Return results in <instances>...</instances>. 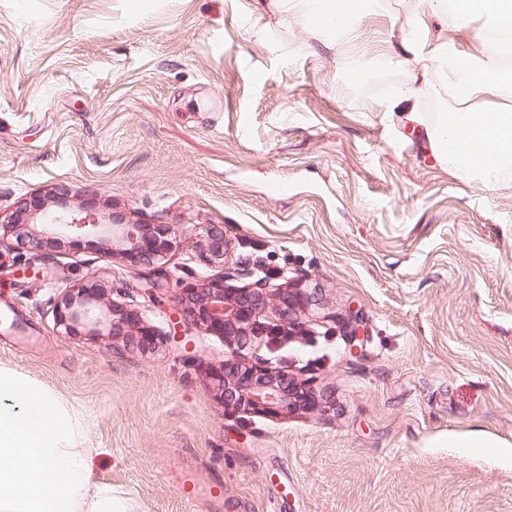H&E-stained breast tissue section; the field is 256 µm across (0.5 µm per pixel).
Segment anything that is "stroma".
Listing matches in <instances>:
<instances>
[{
    "instance_id": "1",
    "label": "stroma",
    "mask_w": 512,
    "mask_h": 512,
    "mask_svg": "<svg viewBox=\"0 0 512 512\" xmlns=\"http://www.w3.org/2000/svg\"><path fill=\"white\" fill-rule=\"evenodd\" d=\"M488 25L433 0H382L342 36L301 0H0V222L62 190L170 225L169 288L144 311L158 330L216 271L207 224L229 261L320 296L302 336L260 351L319 408L234 414L210 378L220 337L200 333L188 361L162 340L56 332L65 288L134 281L120 255L0 250V307L19 325L0 320V364L75 410L95 479L132 512H512V177L437 161L394 99L415 81L416 111L454 108L402 45L486 51ZM27 260L43 278L18 276ZM473 431L490 447H455ZM191 480L221 484L220 507L187 508Z\"/></svg>"
}]
</instances>
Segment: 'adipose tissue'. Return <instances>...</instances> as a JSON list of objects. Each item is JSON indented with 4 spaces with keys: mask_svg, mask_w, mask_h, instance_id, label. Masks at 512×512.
I'll use <instances>...</instances> for the list:
<instances>
[{
    "mask_svg": "<svg viewBox=\"0 0 512 512\" xmlns=\"http://www.w3.org/2000/svg\"><path fill=\"white\" fill-rule=\"evenodd\" d=\"M458 22L488 16L495 33L512 37V0H435ZM459 98H512V68L495 54L429 51ZM430 151L456 171L499 180L512 171V113L439 112L426 131ZM75 411L41 382L0 365V512H125L111 488L94 480L92 448Z\"/></svg>",
    "mask_w": 512,
    "mask_h": 512,
    "instance_id": "obj_1",
    "label": "adipose tissue"
}]
</instances>
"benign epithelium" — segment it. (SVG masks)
I'll return each instance as SVG.
<instances>
[{
    "label": "benign epithelium",
    "mask_w": 512,
    "mask_h": 512,
    "mask_svg": "<svg viewBox=\"0 0 512 512\" xmlns=\"http://www.w3.org/2000/svg\"><path fill=\"white\" fill-rule=\"evenodd\" d=\"M42 212L43 224L35 228L11 220L1 224L5 232L25 241L35 250L48 246L62 247L65 241L87 239L110 242L134 269L137 276L146 275L148 295L164 287L162 265L172 248L168 224H126L117 219L104 221L88 207L74 210L61 203L55 210L43 207L37 196L29 204ZM204 247L213 260H224V229L205 227ZM249 279L242 288L227 283ZM317 292L293 286L271 284V278L259 267L223 264L221 272L203 277L199 284L184 288L168 318L167 340L196 352L194 336L199 331L219 336L230 348L211 379L224 408L256 416L288 417L298 412L313 411L319 395L305 383L293 378L263 360L244 362L239 353L253 345L261 323L301 325L302 314L316 304ZM55 326L68 336L82 332L88 336L139 339L143 346L156 344L158 333L145 326L141 312L105 297L96 276L65 289L54 308Z\"/></svg>",
    "instance_id": "benign-epithelium-1"
}]
</instances>
